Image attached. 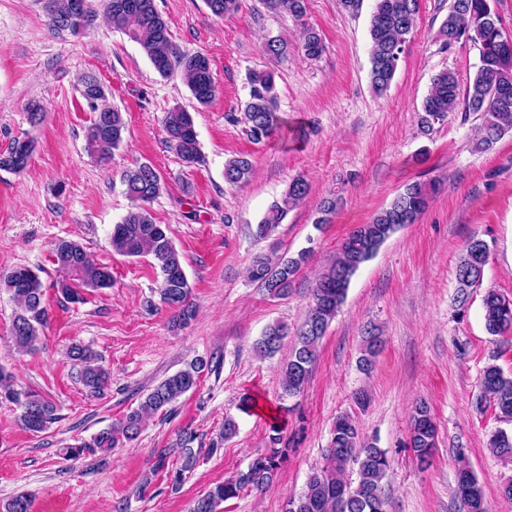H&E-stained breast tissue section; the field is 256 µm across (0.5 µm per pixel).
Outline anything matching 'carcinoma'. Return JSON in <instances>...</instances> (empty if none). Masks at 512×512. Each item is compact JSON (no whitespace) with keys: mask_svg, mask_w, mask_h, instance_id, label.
<instances>
[{"mask_svg":"<svg viewBox=\"0 0 512 512\" xmlns=\"http://www.w3.org/2000/svg\"><path fill=\"white\" fill-rule=\"evenodd\" d=\"M492 0H452L440 33L445 44L472 43L480 54V66L466 84L443 70L431 80L422 101L421 124L430 128L448 117L450 112L473 113L481 120L479 138L474 150H493L505 134L512 132V42L502 35L503 28ZM211 13L224 17L239 10L240 0H205ZM269 8L286 11L295 20L305 14V0H266ZM102 6L112 28L126 33L136 42L153 68L163 77L177 74L190 90L195 101L204 106L217 93V86L206 56L180 52L171 40L168 25L158 12L154 0H102ZM51 27L80 34L90 22L89 0H47ZM418 0H376L370 20V84L381 95L387 91L398 69L400 55L416 26ZM301 51L310 58L319 57L324 43L319 32L306 27L302 33ZM263 53L272 58L288 54V44L278 37L266 40ZM248 98L242 107L241 121L249 139L264 143L272 137L278 123L275 75L272 71L251 70L247 73ZM82 98L93 112L88 134V150L101 163L112 159L114 151L124 142L126 122L116 107L104 104L106 93L97 77L87 75L81 83ZM166 143L188 166L203 162V156L190 112L175 107L164 118ZM34 141L16 139L0 153V170L21 173L30 162ZM252 163L244 156L224 164V180L238 184L248 180ZM131 208L112 225L109 242L112 251L128 256L150 255L161 272L159 293L163 303L174 312V321L186 324L195 317L192 287L186 276L183 260L166 226L154 222L148 204L162 189L158 171L143 163L122 175ZM308 187L301 178L292 180L282 198L273 202L252 231L256 239L269 237L307 195ZM433 182H413L405 186L390 205L380 210L369 224H359L342 243L335 263L315 282L304 321L296 329L288 360L282 366L281 398L301 393L317 358L318 346L329 324L344 303L352 276L369 260L379 247L403 224L414 223L436 193ZM308 251L296 258L271 260L259 256L249 270L250 277L261 283L274 297H285L292 288L293 277ZM54 263L65 274L60 283L64 297L73 303L83 301L80 289H104L112 286L109 267L96 262L76 240L60 239L53 249ZM488 260V245L478 237L470 238L455 267L456 302L459 311L467 308L470 289L480 285ZM43 273L40 267L16 266L0 275V288L9 292L19 304L12 323L15 344L32 349L40 341L48 324V309L43 302ZM485 328L493 336L512 329V299L489 290L483 297ZM288 328L281 323L268 325L254 344L260 357H272L280 351ZM382 346L380 329L372 324L363 332L361 364L369 367ZM69 357L80 368L81 380L93 393L105 389L109 372L99 364L98 354L83 344H73ZM206 362L199 360L158 382L139 403L119 422L100 431L91 441L66 450L68 457L79 458L91 448L107 450L121 441L135 440L143 416L168 411L184 394L194 389ZM480 399L493 402L498 416L512 421V377L500 367L489 364L481 374ZM13 402L22 409V427L40 433L57 420V409L49 401L29 390L15 388L11 371L0 365V399ZM270 449L255 457L247 469L236 478L214 484L194 503L193 512H221V505L239 496L246 488L261 491L273 484L286 459L282 429L270 426ZM437 424L428 404L421 402L412 415L407 448L417 460L427 462L437 447ZM195 435L185 432L176 442L181 459L180 468L170 476L171 487L180 486L184 475L197 463L198 451L192 447ZM489 445L500 456H512V433L495 431ZM324 465L312 472L306 487L298 495H289L284 512H387L384 480L389 471L387 451L361 442L354 420L347 414L336 417ZM357 465V479L350 481L346 472ZM454 496L465 512H490L482 485L472 470L460 467L456 472Z\"/></svg>","mask_w":512,"mask_h":512,"instance_id":"1","label":"carcinoma"}]
</instances>
